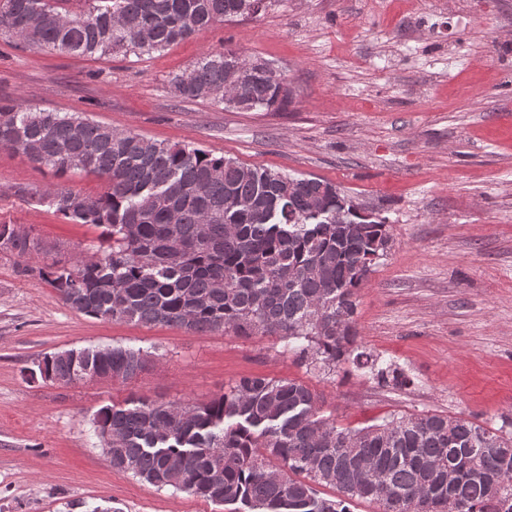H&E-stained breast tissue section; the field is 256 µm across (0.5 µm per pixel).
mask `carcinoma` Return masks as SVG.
I'll return each instance as SVG.
<instances>
[{
	"label": "carcinoma",
	"mask_w": 512,
	"mask_h": 512,
	"mask_svg": "<svg viewBox=\"0 0 512 512\" xmlns=\"http://www.w3.org/2000/svg\"><path fill=\"white\" fill-rule=\"evenodd\" d=\"M272 2L0 0V31L39 49L140 57ZM264 64L230 49L210 52L172 83L185 99L285 112L292 96H279ZM232 66L247 73L236 88L229 87ZM0 147L59 177L83 171L107 182L97 198L19 189L74 224L104 228L111 244L95 259L32 265L45 244L0 224V250L17 256V273L47 282L73 310L196 332L278 336L310 369L332 371L350 361L403 382L398 369L354 348L352 326L358 290L390 248L389 225L354 203L334 223L346 197L335 185L20 104L0 105ZM147 365L142 351L112 345L47 354L38 370L66 384L109 370L126 382ZM93 424L112 432L117 471L254 512H349L354 499L381 512H409L411 499L446 502L450 490L464 503L460 512H501L502 501L512 500V433L429 413L339 430L319 416L318 395L292 379L242 377L206 403H114L100 408ZM461 457L475 469L456 485L450 470ZM317 485L337 497L318 496Z\"/></svg>",
	"instance_id": "carcinoma-1"
}]
</instances>
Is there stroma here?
<instances>
[{
  "instance_id": "35a3bbf8",
  "label": "stroma",
  "mask_w": 512,
  "mask_h": 512,
  "mask_svg": "<svg viewBox=\"0 0 512 512\" xmlns=\"http://www.w3.org/2000/svg\"><path fill=\"white\" fill-rule=\"evenodd\" d=\"M226 46L285 76L287 111L179 96L172 78ZM12 102L314 176L385 217L392 247L358 291L354 326L358 346L410 383L349 363L306 369L276 336L89 317L0 250V512H237L112 469L91 419L131 398L206 402L244 376L303 382L340 429L437 413L512 432V0H275L142 57L0 34V103ZM28 185L94 198L105 179H60L0 148V224L68 257L105 247L101 228L18 195ZM106 345L150 363L124 383L30 376L46 354Z\"/></svg>"
}]
</instances>
